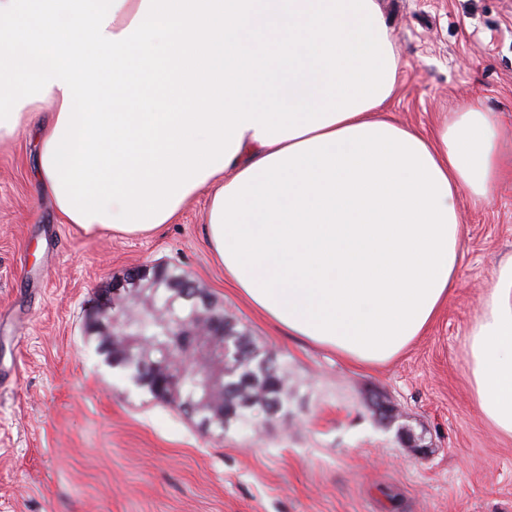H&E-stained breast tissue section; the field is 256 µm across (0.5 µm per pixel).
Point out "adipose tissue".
<instances>
[{"instance_id":"obj_1","label":"adipose tissue","mask_w":512,"mask_h":512,"mask_svg":"<svg viewBox=\"0 0 512 512\" xmlns=\"http://www.w3.org/2000/svg\"><path fill=\"white\" fill-rule=\"evenodd\" d=\"M398 71L377 0H0V141L39 118L34 175L65 222L146 235L209 187L225 281L364 366L447 304L461 198L487 203L512 179L481 100L428 134L394 122ZM467 363L483 415L512 437V259Z\"/></svg>"}]
</instances>
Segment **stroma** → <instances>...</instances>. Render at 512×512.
Listing matches in <instances>:
<instances>
[{"instance_id": "stroma-1", "label": "stroma", "mask_w": 512, "mask_h": 512, "mask_svg": "<svg viewBox=\"0 0 512 512\" xmlns=\"http://www.w3.org/2000/svg\"><path fill=\"white\" fill-rule=\"evenodd\" d=\"M400 64L392 118L428 131L472 95L512 126V0H378ZM28 133L0 143V512H512V438L482 416L467 331L512 258V181L461 203L456 288L380 365L279 331L213 260L207 190L137 237L64 223L33 182ZM180 267L296 386L287 418L221 434L110 366L91 328L102 288L139 264ZM425 445H406L407 435Z\"/></svg>"}]
</instances>
